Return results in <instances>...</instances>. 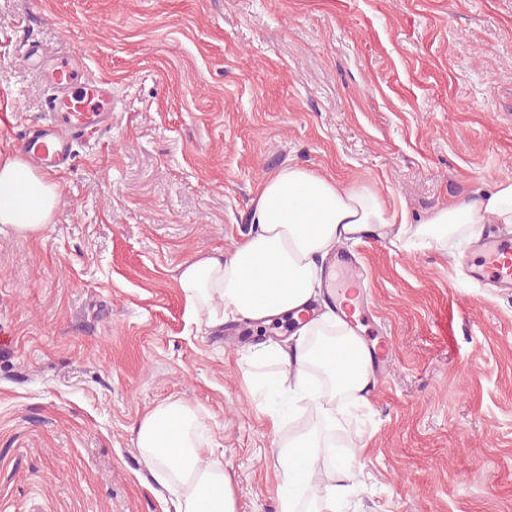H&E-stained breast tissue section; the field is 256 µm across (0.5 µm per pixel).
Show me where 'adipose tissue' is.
<instances>
[{"label":"adipose tissue","mask_w":512,"mask_h":512,"mask_svg":"<svg viewBox=\"0 0 512 512\" xmlns=\"http://www.w3.org/2000/svg\"><path fill=\"white\" fill-rule=\"evenodd\" d=\"M59 201L57 182L36 174L20 155H0V227L41 235ZM248 222L249 234L230 255L217 253L180 265L178 284L186 308L207 326L297 319L291 349L261 350L282 364L269 389L307 398L332 427L343 407L367 406L371 357L344 324L327 316L300 321L314 295L320 262L337 245L360 241L368 233L381 239L393 235L418 248L476 236L486 224H512V180L475 199L435 209L422 220H395L372 188L288 165L262 179ZM315 364L330 375L332 391L310 388ZM136 440L145 465L173 490V512H236L223 466L203 459L198 416L188 404L173 400L157 406L138 424ZM322 445L314 432L289 441L281 456L284 479L309 485Z\"/></svg>","instance_id":"obj_1"}]
</instances>
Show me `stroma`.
Returning a JSON list of instances; mask_svg holds the SVG:
<instances>
[{
  "label": "stroma",
  "instance_id": "stroma-1",
  "mask_svg": "<svg viewBox=\"0 0 512 512\" xmlns=\"http://www.w3.org/2000/svg\"><path fill=\"white\" fill-rule=\"evenodd\" d=\"M112 84V127L75 147L38 238L0 234V512H164L135 428L180 400L236 512H280L281 445L321 428L267 396L248 320H189L184 261L231 253L261 179L295 164L377 190L411 220L512 180V0H0V152L44 115L23 44ZM389 342L369 410L318 467L361 475L295 512H512V291L464 257L346 243ZM284 424L272 430L270 413Z\"/></svg>",
  "mask_w": 512,
  "mask_h": 512
}]
</instances>
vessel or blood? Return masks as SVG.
Listing matches in <instances>:
<instances>
[{"mask_svg": "<svg viewBox=\"0 0 512 512\" xmlns=\"http://www.w3.org/2000/svg\"><path fill=\"white\" fill-rule=\"evenodd\" d=\"M49 95L48 116L21 140L37 169L47 170L70 162L74 147L86 135L112 126V84L83 75L68 56H56L45 72ZM473 278L499 288H512V236L495 234L480 239Z\"/></svg>", "mask_w": 512, "mask_h": 512, "instance_id": "1", "label": "vessel or blood"}]
</instances>
